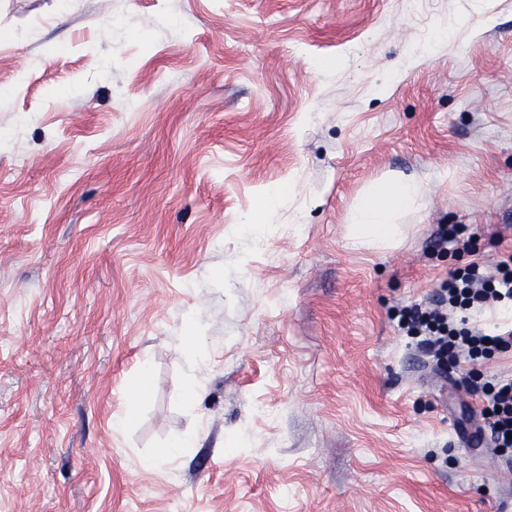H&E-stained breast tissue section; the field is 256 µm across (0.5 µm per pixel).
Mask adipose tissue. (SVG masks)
<instances>
[{
    "mask_svg": "<svg viewBox=\"0 0 512 512\" xmlns=\"http://www.w3.org/2000/svg\"><path fill=\"white\" fill-rule=\"evenodd\" d=\"M426 192L423 181L385 172L352 210L349 244L370 250L394 245L402 234L400 216L407 211H421Z\"/></svg>",
    "mask_w": 512,
    "mask_h": 512,
    "instance_id": "1",
    "label": "adipose tissue"
}]
</instances>
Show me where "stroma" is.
Instances as JSON below:
<instances>
[{"label": "stroma", "instance_id": "1", "mask_svg": "<svg viewBox=\"0 0 512 512\" xmlns=\"http://www.w3.org/2000/svg\"><path fill=\"white\" fill-rule=\"evenodd\" d=\"M510 253L512 0H0V512H512L394 318ZM426 192L421 180L385 172L352 210L349 244L370 250L394 245L402 234V224H397L400 216L406 211H421ZM434 244L437 246H452L454 250L472 253L476 250L473 234L466 224H442Z\"/></svg>", "mask_w": 512, "mask_h": 512}]
</instances>
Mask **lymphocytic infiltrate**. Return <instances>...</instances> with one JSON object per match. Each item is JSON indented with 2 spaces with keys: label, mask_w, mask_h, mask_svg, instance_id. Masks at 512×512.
<instances>
[{
  "label": "lymphocytic infiltrate",
  "mask_w": 512,
  "mask_h": 512,
  "mask_svg": "<svg viewBox=\"0 0 512 512\" xmlns=\"http://www.w3.org/2000/svg\"><path fill=\"white\" fill-rule=\"evenodd\" d=\"M501 309L512 313V254L493 267L471 262L465 271L449 274L429 305L414 304L397 313L398 327L417 338L420 348L436 366L471 363L497 351L512 349V329L468 326L460 312ZM467 392H482L487 403L481 411L482 428L495 448L512 450V376L475 384Z\"/></svg>",
  "instance_id": "obj_1"
}]
</instances>
